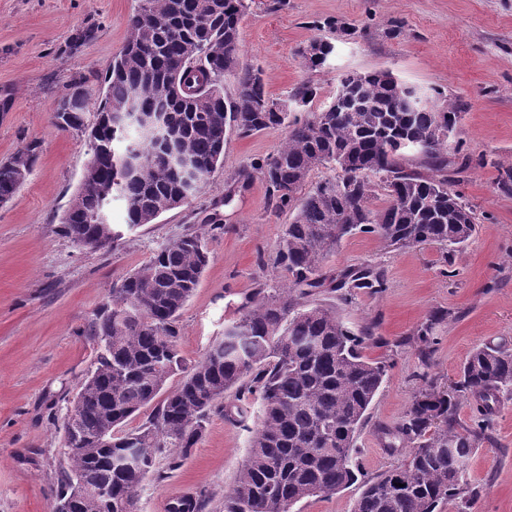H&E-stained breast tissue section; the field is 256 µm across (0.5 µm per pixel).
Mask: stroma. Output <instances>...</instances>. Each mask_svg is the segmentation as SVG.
Here are the masks:
<instances>
[{
  "label": "stroma",
  "mask_w": 512,
  "mask_h": 512,
  "mask_svg": "<svg viewBox=\"0 0 512 512\" xmlns=\"http://www.w3.org/2000/svg\"><path fill=\"white\" fill-rule=\"evenodd\" d=\"M248 3L238 65L260 69L272 98L289 99L312 83L318 94L305 108L310 114L328 104L342 75L388 70L426 91L431 103L461 106L456 137L468 152L512 163V0ZM136 7L137 0H0V95L12 97L10 110L0 111V161L29 143L37 153L32 173L0 203V512H52L68 467L62 418L96 356L91 323L113 286L160 247L189 231L206 234L210 262L179 319V350L189 365L223 336L242 303L288 281L273 259L292 214L272 208L253 170L283 141L281 127L249 137L227 131L223 159L204 189L155 223L125 228L123 204L113 200L112 222L122 229L114 247L83 248L63 235L61 220L90 149L87 132L59 128L54 113L74 80L100 88ZM331 20L355 35L338 36ZM86 27L95 30L92 40L73 46ZM315 38L336 44L323 69L309 68L300 54ZM496 177L490 166L456 174L455 188L478 224L455 253L435 244L394 250L358 231L322 262L325 277L369 266L385 283L378 293L347 296L326 287L308 298L335 308L353 333L370 331L365 356L389 365L356 439L365 478L404 463L406 450H391L387 433L425 383L451 387L476 346H512V195L498 192ZM437 312V343L425 358L414 334ZM241 404L248 411L241 422L211 412L179 468L159 458L162 477L144 484L138 512H166L185 493L202 500V512H224L261 408L250 395ZM470 482L478 491L470 512H512V393L491 417Z\"/></svg>",
  "instance_id": "35a3bbf8"
}]
</instances>
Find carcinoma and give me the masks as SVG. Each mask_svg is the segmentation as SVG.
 Segmentation results:
<instances>
[{
	"mask_svg": "<svg viewBox=\"0 0 512 512\" xmlns=\"http://www.w3.org/2000/svg\"><path fill=\"white\" fill-rule=\"evenodd\" d=\"M247 9L246 0H138L104 88L94 96L81 79L58 103L55 119L64 130L81 131L85 112L96 114L91 159L62 217L65 236L78 246L120 240L114 224L101 219L115 197L124 203L129 227L180 207V185L163 155L178 150L207 179L223 158L230 127L243 137L287 129L276 152L254 170L265 179L274 209L293 214L274 261L291 285L247 301L223 338L191 367L178 349V319L210 261L206 234H183L112 288L111 301L92 323L96 359L78 392L86 443L68 454L61 479L59 497L70 500L69 512H130L144 481L160 477L161 454L168 453L173 467L191 455L212 408L222 403L225 417H245L241 406L226 401L234 389L259 396L261 417L243 467L224 494V512H292L306 498L329 496L357 481L356 435L389 365L363 355L369 336L354 334L331 308L303 304L302 296L325 286L324 257L356 231L374 233L395 249L440 244L453 256L475 231L477 217L442 175L451 165L458 173L473 164L493 166L498 190L512 194V164L475 160L459 140L448 149L461 112L457 104L438 108L426 101L407 110L383 71L361 82L345 74L323 111L306 121L289 118L259 70L238 68ZM334 53L318 47L309 57L302 50L315 68ZM228 73L234 75L229 93ZM132 99L143 112L162 113L164 137L142 135L114 116ZM132 146L140 153L134 168ZM411 154L429 173L409 164ZM35 160L30 143L0 162L1 203L25 182ZM324 165L340 174L303 192L310 172ZM380 188L389 202L375 210ZM336 280L340 288H384L370 269L342 270ZM436 320L432 316L417 330L415 341L424 351L436 344ZM176 375L177 385L165 390ZM164 390L143 426L120 431ZM504 393H512V348L505 345L475 347L452 390H419L397 428L411 445L406 463L364 482L353 512H438L456 500L459 512H467L476 496L469 463ZM468 400L475 402L474 416L464 426L458 411ZM86 472L112 484V503L90 494L72 497L73 477Z\"/></svg>",
	"mask_w": 512,
	"mask_h": 512,
	"instance_id": "obj_1",
	"label": "carcinoma"
}]
</instances>
